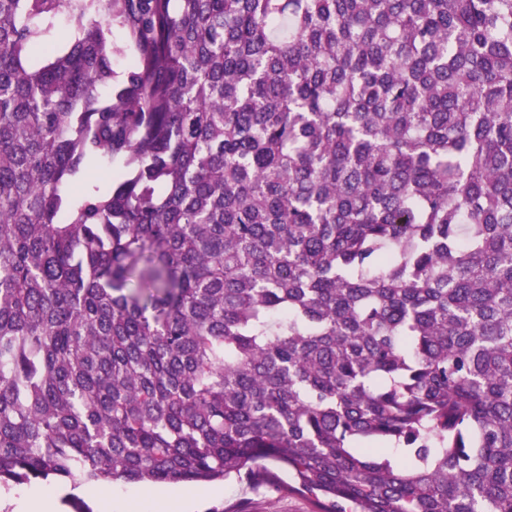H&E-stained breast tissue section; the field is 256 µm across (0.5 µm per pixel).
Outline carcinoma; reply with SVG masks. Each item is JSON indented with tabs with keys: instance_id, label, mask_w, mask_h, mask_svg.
I'll return each instance as SVG.
<instances>
[{
	"instance_id": "1",
	"label": "carcinoma",
	"mask_w": 512,
	"mask_h": 512,
	"mask_svg": "<svg viewBox=\"0 0 512 512\" xmlns=\"http://www.w3.org/2000/svg\"><path fill=\"white\" fill-rule=\"evenodd\" d=\"M274 467L512 512V0H0V490Z\"/></svg>"
}]
</instances>
